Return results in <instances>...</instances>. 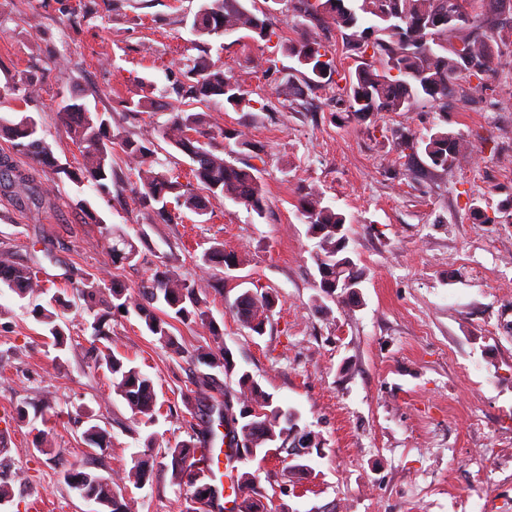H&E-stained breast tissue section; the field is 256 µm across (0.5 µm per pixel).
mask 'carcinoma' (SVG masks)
<instances>
[{
	"instance_id": "1",
	"label": "carcinoma",
	"mask_w": 512,
	"mask_h": 512,
	"mask_svg": "<svg viewBox=\"0 0 512 512\" xmlns=\"http://www.w3.org/2000/svg\"><path fill=\"white\" fill-rule=\"evenodd\" d=\"M298 3L303 12L321 14L330 20L346 48L365 60V65L343 75L344 85H336L347 111L357 116L370 112H410L424 102L447 109L448 97L455 89L468 92L463 85L467 78H477L492 70V43L504 41L502 27L492 22L477 33L472 31L476 18L466 12L465 0H298ZM244 32L262 40L273 35L266 20L246 8L243 0H203L191 23L192 35L217 42L221 49L224 37ZM286 51L306 70L303 79L308 88L321 89L334 83L335 61L321 52L320 44L300 39L288 43ZM375 61L380 62L381 68H373ZM186 78L174 92L189 106L220 99L241 112L246 109L264 112L276 107L271 95L259 102L249 98L238 82L224 75V65L206 56L194 60ZM58 117L82 158L77 167L58 163L42 135V126L32 115L10 112L0 115V132L11 136L15 151L29 157L37 166L49 169L57 180H67L78 187L86 185L98 193L108 191L113 173L112 136L105 114L90 112L82 96L72 90L61 101ZM158 133L169 146L188 157L197 184H182L171 172L155 168L153 151L126 137L121 140V146L129 171L139 183V201L143 207L164 215L173 199L178 206L202 217L208 214L209 199L224 198L245 205L259 217L264 215L266 198L257 168L250 164L241 167L233 162L244 151L257 150L245 131L222 129L215 133L204 128L202 113L180 109L171 113ZM391 137L400 150H411L410 158L416 155V150H421L432 170H447L463 147L462 138L445 129L418 138L394 130ZM218 138L224 140L221 150L214 145ZM28 183L29 176L16 168L9 156H0V190L8 191ZM298 211L303 223L308 225V233L316 240L314 261L321 296L336 298L338 284L343 291L360 286L361 273L347 247L346 215L326 202L323 194L315 189L300 198ZM109 252L115 265L129 264L138 256L137 247L121 235L112 237ZM201 260L206 265L227 268L238 265L237 257L224 253V245L218 242L204 250ZM2 288L20 296L47 293L32 266L9 259L0 260ZM105 288L109 290L110 300L101 308L99 302ZM201 293V287L161 263L131 291L116 280L107 288L100 279L89 275L78 289L77 299L93 315L90 328L94 341L108 339V316L123 308L125 314L133 313L140 319L149 335L178 354L181 346L171 331L174 321L199 325L216 339L224 335ZM58 305L68 307L70 302L58 296L50 298L48 306L34 308L36 319L56 347L62 345L67 328L56 310ZM274 305L271 294L259 295L243 288L232 304V314L242 327L261 336ZM197 357L212 361V372L203 377L194 398L186 399L192 415L203 425H209L211 419L206 410L210 409V393L224 389L218 374L226 379L235 376L239 412L227 414L218 423L246 420L249 427L243 445L246 460L254 459L256 454L262 456L272 448L284 447L286 439L299 427L297 412L275 402L249 372L236 369L228 349L223 347L214 352L202 348ZM101 364L111 375L115 395L144 426L152 425L156 394L151 377L109 347L102 353ZM83 441L91 450L106 448L110 443L109 433L92 424L84 431ZM154 447L160 450L161 470L170 473L172 484L186 488L183 512H200L194 507L195 502L204 497L212 501L215 489L212 474L197 477L194 440H167L161 445L157 435L151 433L146 448ZM150 476L146 462L136 458L133 466L117 480L85 471H72L68 479L76 490L98 499L102 512H132L131 501L118 491L119 483L141 485ZM231 489L238 493V512H273V503L263 502L266 495L257 486L255 475L241 472L232 476Z\"/></svg>"
}]
</instances>
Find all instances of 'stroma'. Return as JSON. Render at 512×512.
<instances>
[{
	"label": "stroma",
	"instance_id": "35a3bbf8",
	"mask_svg": "<svg viewBox=\"0 0 512 512\" xmlns=\"http://www.w3.org/2000/svg\"><path fill=\"white\" fill-rule=\"evenodd\" d=\"M200 4L0 0V93L43 124L61 164L80 160L57 119L62 95L75 89L90 108L109 113L115 137L151 147L157 168L183 176L187 159L158 130L178 107L174 88L189 60L222 58L227 76L255 98L274 92L295 68L285 46L300 36L319 42L339 71L358 63L323 15L297 27L287 21V0H255L276 33L271 40L191 44ZM259 57L269 70L254 68ZM31 75L40 90L28 102L20 87ZM148 82L156 108L126 111L125 101L140 98ZM488 84L483 96L449 101L444 112L421 106L355 117L331 89L306 91L299 76L283 104L253 119L210 103L207 128L245 127L263 147L241 157L260 172L261 217L220 198L206 217L175 208L166 222L139 205L120 147L112 149L111 193L102 197L53 183L1 137L0 155H12L35 193L0 191V252L40 267L54 292L73 291L90 273L134 287L160 263L204 287L237 368L322 437L299 481L284 483L282 454L241 464L266 494L286 487L289 512H512V78ZM394 128L417 136L445 129L478 152L448 170L415 174L398 156ZM308 187L349 220L348 248L363 274L356 307L332 300L328 313L315 310V241L297 211ZM111 231L136 241L135 266L113 265ZM216 241L242 265L203 266L204 248ZM242 286L278 298L263 335L242 328L229 310ZM46 301L0 293V483L13 489L0 512H91L65 480L73 466L107 477L129 469L149 433L170 440L199 433L183 397L207 371L195 357L198 347L214 344L205 329L175 324L183 347L177 355L136 316L113 315L109 346L155 382L160 409L147 428L112 392L83 330L87 313L62 310L70 334L57 349L31 315ZM45 397L54 411L44 410ZM19 405L26 417L17 416ZM90 417L110 431L112 445L85 456L81 436ZM42 430L51 445L40 451ZM122 492L136 512L184 507V491L160 470Z\"/></svg>",
	"mask_w": 512,
	"mask_h": 512
}]
</instances>
